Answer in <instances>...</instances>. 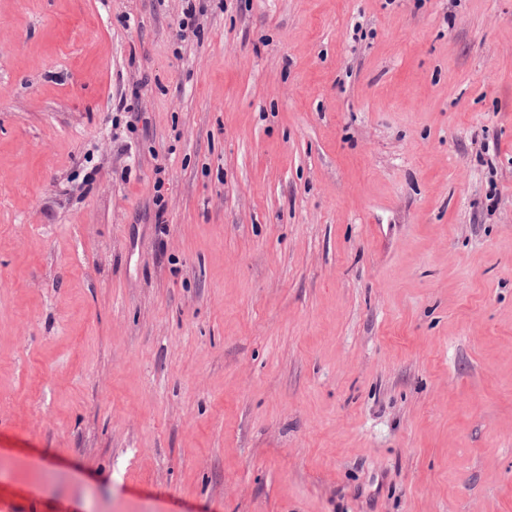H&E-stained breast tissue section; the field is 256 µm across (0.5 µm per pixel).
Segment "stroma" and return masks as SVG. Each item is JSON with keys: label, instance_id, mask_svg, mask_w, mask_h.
<instances>
[{"label": "stroma", "instance_id": "obj_1", "mask_svg": "<svg viewBox=\"0 0 512 512\" xmlns=\"http://www.w3.org/2000/svg\"><path fill=\"white\" fill-rule=\"evenodd\" d=\"M194 5L0 0V512H512V0Z\"/></svg>", "mask_w": 512, "mask_h": 512}]
</instances>
